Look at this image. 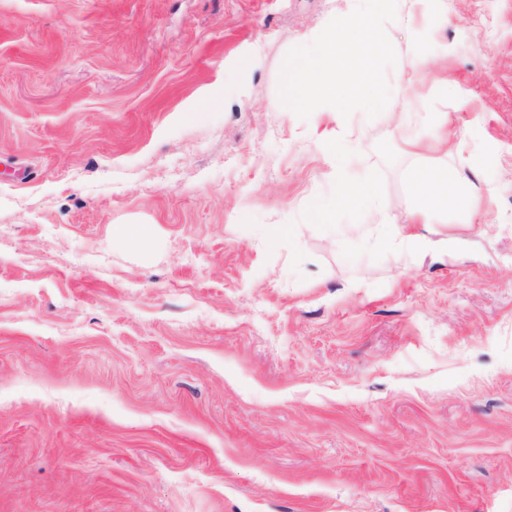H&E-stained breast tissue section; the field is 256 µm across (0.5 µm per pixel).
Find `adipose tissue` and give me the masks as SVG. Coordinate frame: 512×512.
I'll list each match as a JSON object with an SVG mask.
<instances>
[{"label":"adipose tissue","mask_w":512,"mask_h":512,"mask_svg":"<svg viewBox=\"0 0 512 512\" xmlns=\"http://www.w3.org/2000/svg\"><path fill=\"white\" fill-rule=\"evenodd\" d=\"M412 189L416 203L410 209L399 237L381 232L373 241L376 248L387 250L396 246L409 252L421 250L427 244L423 226L437 223L440 215L447 213L449 208L468 210L473 205L471 184L461 167L417 168L412 175Z\"/></svg>","instance_id":"obj_1"}]
</instances>
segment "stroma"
Returning <instances> with one entry per match:
<instances>
[{"label": "stroma", "mask_w": 512, "mask_h": 512, "mask_svg": "<svg viewBox=\"0 0 512 512\" xmlns=\"http://www.w3.org/2000/svg\"><path fill=\"white\" fill-rule=\"evenodd\" d=\"M441 6L403 106L303 120L284 59L355 0H0V512H512V0ZM334 135L395 219L421 165L475 214L311 222ZM417 203L402 223L398 247L415 252L423 249L427 238L421 227L437 224L440 215L452 207L470 210L473 205L471 184L464 167L417 168L412 175Z\"/></svg>", "instance_id": "stroma-1"}]
</instances>
